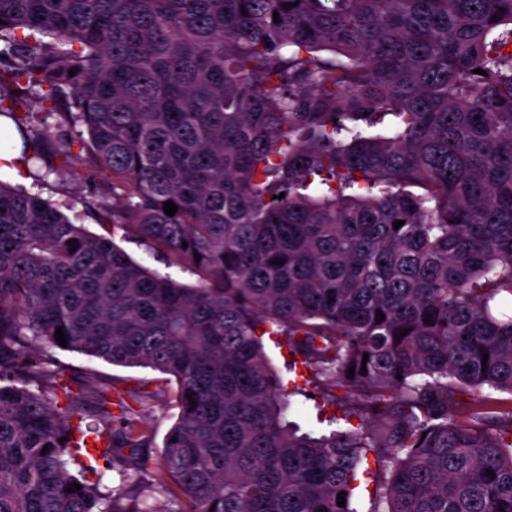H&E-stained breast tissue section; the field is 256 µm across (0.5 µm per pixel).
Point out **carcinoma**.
<instances>
[{
    "instance_id": "obj_1",
    "label": "carcinoma",
    "mask_w": 512,
    "mask_h": 512,
    "mask_svg": "<svg viewBox=\"0 0 512 512\" xmlns=\"http://www.w3.org/2000/svg\"><path fill=\"white\" fill-rule=\"evenodd\" d=\"M509 46L512 0H0V116L26 171L91 160L108 181L83 210L201 274L0 181V512H171L170 487L184 512H357L370 453L371 512H512ZM31 101L84 128L79 150ZM58 329L176 382L130 499L70 464L143 469V395L87 391ZM266 336L357 426L289 424ZM122 235V231H117L116 242L136 261L162 274H169L171 278L186 285L196 286L200 282V276L196 272L177 265L168 266L166 262L162 261L161 256L153 250L132 237L122 239ZM364 471V476L362 473ZM361 482L354 490L353 502L359 512H369L374 507L377 463L374 456L368 454V459L364 460L360 467Z\"/></svg>"
}]
</instances>
